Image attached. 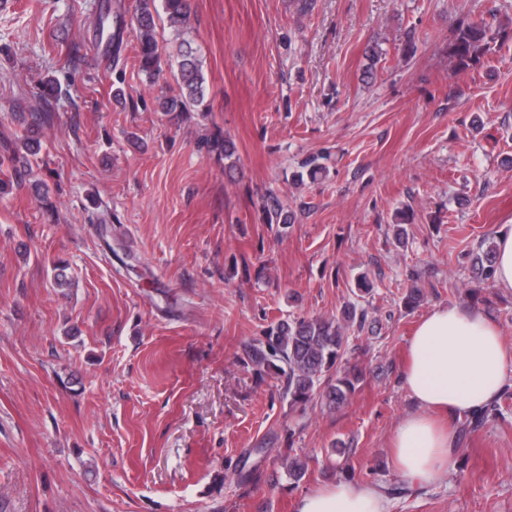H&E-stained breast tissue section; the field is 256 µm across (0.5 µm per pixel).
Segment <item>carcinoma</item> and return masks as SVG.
<instances>
[{"label":"carcinoma","instance_id":"obj_1","mask_svg":"<svg viewBox=\"0 0 512 512\" xmlns=\"http://www.w3.org/2000/svg\"><path fill=\"white\" fill-rule=\"evenodd\" d=\"M166 15L172 29V43L176 47L179 75L178 95L159 101L163 112L207 111L205 105V73L202 60L193 48V25L187 0H135L133 19L136 22V56L139 71L148 80L154 79L164 63L162 48L155 32V16ZM489 29L482 22L469 23L460 28L451 46V55L462 66L489 51ZM207 150L226 159L236 152L233 141L221 133L206 141ZM269 224H286L288 215L282 200L270 197L264 204ZM342 320L300 318L292 322L281 320L270 325L263 336L244 346V363L260 376L273 375L285 379L288 402L303 407L310 402L316 390H322L328 405L341 407L354 393L363 379L357 367H341L352 326L364 328L367 312L357 311L354 304L346 305ZM288 477L296 482L307 471V462L299 457H288L283 462Z\"/></svg>","mask_w":512,"mask_h":512}]
</instances>
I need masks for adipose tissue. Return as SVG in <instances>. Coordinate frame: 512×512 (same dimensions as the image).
Here are the masks:
<instances>
[{"label": "adipose tissue", "instance_id": "obj_1", "mask_svg": "<svg viewBox=\"0 0 512 512\" xmlns=\"http://www.w3.org/2000/svg\"><path fill=\"white\" fill-rule=\"evenodd\" d=\"M511 358L499 328L475 308L440 305L419 319L402 373L418 409L400 420L391 439L403 478L441 481L455 448L451 421L499 398ZM296 512H389V502L376 487L337 482L303 495Z\"/></svg>", "mask_w": 512, "mask_h": 512}]
</instances>
